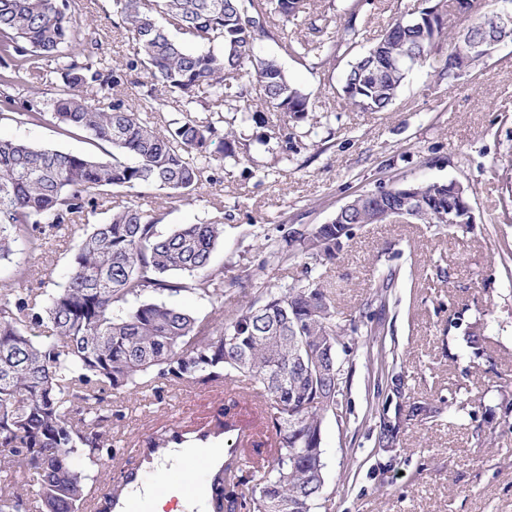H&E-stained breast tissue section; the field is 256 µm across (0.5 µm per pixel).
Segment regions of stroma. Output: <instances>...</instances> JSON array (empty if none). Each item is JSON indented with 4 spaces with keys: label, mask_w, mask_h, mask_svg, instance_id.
I'll use <instances>...</instances> for the list:
<instances>
[{
    "label": "stroma",
    "mask_w": 512,
    "mask_h": 512,
    "mask_svg": "<svg viewBox=\"0 0 512 512\" xmlns=\"http://www.w3.org/2000/svg\"><path fill=\"white\" fill-rule=\"evenodd\" d=\"M93 24L82 47L99 46L109 65L132 56L112 0H75ZM423 0H365L357 18L363 45ZM289 25L258 41L256 52L279 57L290 78L316 98L315 112L293 130L287 160L269 153L256 162L217 163L213 184L168 208L165 194L142 184L115 201L161 213V232L180 224L220 222L224 240L211 257L224 271V310L232 312L262 288L301 278L299 265L267 264V245L287 231L325 224L363 191L402 182L456 180L468 185L473 224H356L324 268L340 320L369 317L375 333L346 337L338 361L345 374L335 411L323 423L325 486L319 512H512V42L459 81H438L432 68L413 70L395 104L362 112L340 94L344 62L284 54L303 37ZM0 138L87 154L83 136L60 135L50 122L0 120ZM77 238L47 232L41 251L18 275L0 263V279L23 294L65 285ZM397 271L395 287L378 284ZM478 326V347L466 331ZM427 412L413 417V402ZM233 419L245 460H257L273 439L258 403L241 390L163 387L131 396L112 427L122 461L136 460L139 440L175 421L200 425ZM396 428L381 442L383 424Z\"/></svg>",
    "instance_id": "obj_1"
}]
</instances>
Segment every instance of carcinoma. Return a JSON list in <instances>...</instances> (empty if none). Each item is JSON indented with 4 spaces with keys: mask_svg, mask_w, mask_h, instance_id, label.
<instances>
[{
    "mask_svg": "<svg viewBox=\"0 0 512 512\" xmlns=\"http://www.w3.org/2000/svg\"><path fill=\"white\" fill-rule=\"evenodd\" d=\"M360 2L347 9L336 39L327 35L326 16L311 18L309 0H112L133 58L111 68L79 50L80 18L70 0H0V119L29 123L49 113L64 130L112 148L103 159L0 140V262L12 261L20 245L33 255L48 228L79 236L64 287L22 296L0 283V512H81L91 480L86 462L114 458L110 427L124 411L113 408L112 397L160 384L236 381L263 398L274 450L267 464L236 467V482L214 487L217 500L228 512H301L319 503L323 422L342 384L340 365L329 364L327 351L346 348L343 336L359 333V324L337 322L318 268L336 257V223L397 221L392 209L406 184L380 198L354 196L355 205L336 213L323 234L289 232L288 259L300 262L304 279L264 288L227 317L224 269L211 266L224 225L184 224L164 234L156 211L114 206L112 193L152 184L172 205L189 201L214 182L213 162L236 156L226 112L265 128L257 137L265 151L288 143L285 128L268 114L278 112L296 127L309 119L313 102L278 58L254 51L279 21L306 22L313 35L284 42L286 54L347 58L341 92L363 112L389 109L409 72L428 63L442 41L448 52L436 76L448 80L484 63L469 53V41H512V28L496 25L499 0L481 7L455 0L460 13L473 17L464 32L449 30L447 11L430 4L389 24L360 51ZM138 68L150 88L129 104L117 92ZM22 70L41 81L57 75L43 108L20 105L10 93ZM158 85L182 114L165 134L144 118L156 112ZM108 92L109 106L92 104ZM411 186L421 196L415 223L440 224L445 214L469 219L471 196L461 182L450 180L442 190L432 182ZM91 217L97 222L82 229ZM182 292L221 303L218 313L200 318L164 300ZM40 328L45 339L37 342L31 331Z\"/></svg>",
    "mask_w": 512,
    "mask_h": 512,
    "instance_id": "cac0c4a2",
    "label": "carcinoma"
}]
</instances>
